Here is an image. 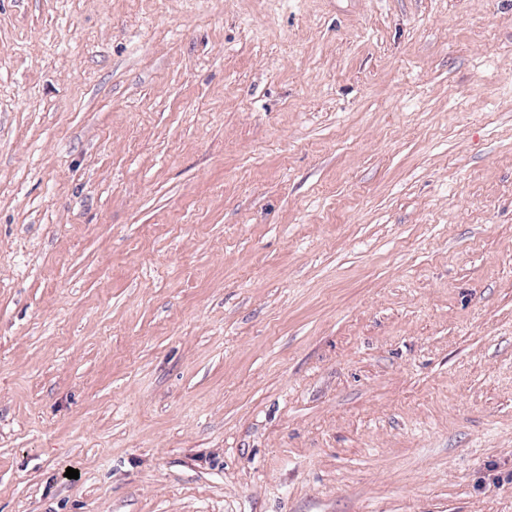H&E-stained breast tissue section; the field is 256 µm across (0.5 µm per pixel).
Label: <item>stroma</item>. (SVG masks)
Instances as JSON below:
<instances>
[{
  "label": "stroma",
  "mask_w": 512,
  "mask_h": 512,
  "mask_svg": "<svg viewBox=\"0 0 512 512\" xmlns=\"http://www.w3.org/2000/svg\"><path fill=\"white\" fill-rule=\"evenodd\" d=\"M0 512H512V0H0Z\"/></svg>",
  "instance_id": "obj_1"
}]
</instances>
